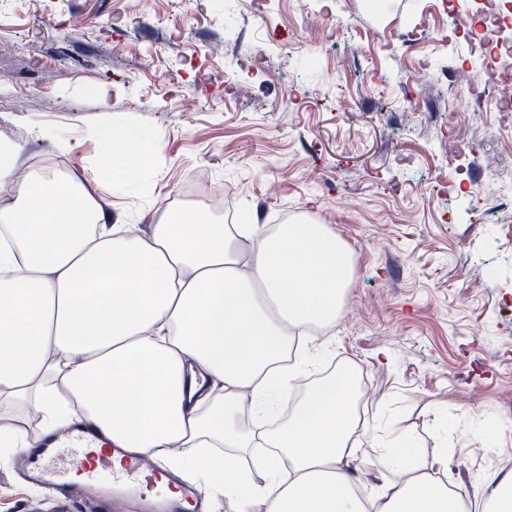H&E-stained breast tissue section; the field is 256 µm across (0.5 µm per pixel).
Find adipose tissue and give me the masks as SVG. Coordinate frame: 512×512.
Here are the masks:
<instances>
[{
    "instance_id": "adipose-tissue-1",
    "label": "adipose tissue",
    "mask_w": 512,
    "mask_h": 512,
    "mask_svg": "<svg viewBox=\"0 0 512 512\" xmlns=\"http://www.w3.org/2000/svg\"><path fill=\"white\" fill-rule=\"evenodd\" d=\"M20 151L0 142L1 406L34 408L46 433L80 420L128 455L190 465L236 512H465L461 491L394 443L378 451L388 477L367 508L346 469L347 373L320 380L276 429L238 426L274 410L292 380L284 355L336 321L352 270L325 225L271 234L199 201L163 210L144 236L99 203L129 189L125 177L22 172Z\"/></svg>"
}]
</instances>
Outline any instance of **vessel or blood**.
<instances>
[{"label": "vessel or blood", "instance_id": "vessel-or-blood-1", "mask_svg": "<svg viewBox=\"0 0 512 512\" xmlns=\"http://www.w3.org/2000/svg\"><path fill=\"white\" fill-rule=\"evenodd\" d=\"M98 440L94 427L78 423L64 439L43 438L18 456L13 466L29 485L65 499L89 500L96 512H112L116 499L125 501L133 512H184L189 505L195 512H204L202 492L177 482L163 464L147 468L142 460L134 459L114 470L110 454L99 452Z\"/></svg>", "mask_w": 512, "mask_h": 512}]
</instances>
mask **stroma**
Here are the masks:
<instances>
[{"label": "stroma", "instance_id": "obj_1", "mask_svg": "<svg viewBox=\"0 0 512 512\" xmlns=\"http://www.w3.org/2000/svg\"><path fill=\"white\" fill-rule=\"evenodd\" d=\"M325 10L338 37L318 27ZM448 34L436 0H238L230 30L218 0H0V141L21 145L18 168L79 172L105 167L99 129L145 138L157 177L106 205L144 235L216 181L225 223L328 219L353 274L301 389L353 367L367 436L437 463L476 510L489 474L512 475L496 462L512 446V209L491 195L479 223L465 211L462 189L486 177L453 75L474 48H442ZM259 42L265 59L225 70ZM0 512L94 510L0 459Z\"/></svg>", "mask_w": 512, "mask_h": 512}]
</instances>
